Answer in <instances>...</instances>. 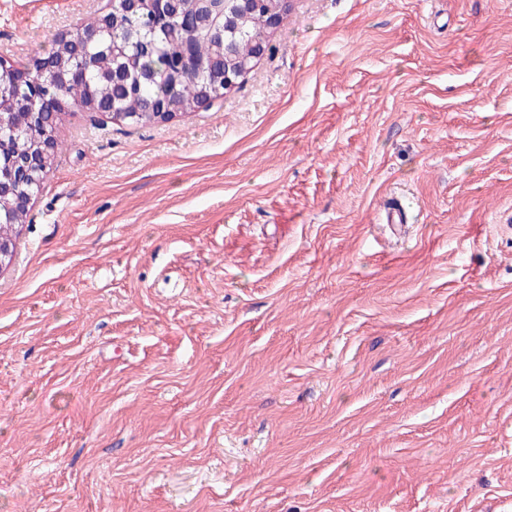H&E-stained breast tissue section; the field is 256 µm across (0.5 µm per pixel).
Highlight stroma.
Here are the masks:
<instances>
[{
	"label": "stroma",
	"instance_id": "35a3bbf8",
	"mask_svg": "<svg viewBox=\"0 0 512 512\" xmlns=\"http://www.w3.org/2000/svg\"><path fill=\"white\" fill-rule=\"evenodd\" d=\"M108 6L0 0V58ZM272 43L221 104L64 114L0 512H512V0H292Z\"/></svg>",
	"mask_w": 512,
	"mask_h": 512
}]
</instances>
